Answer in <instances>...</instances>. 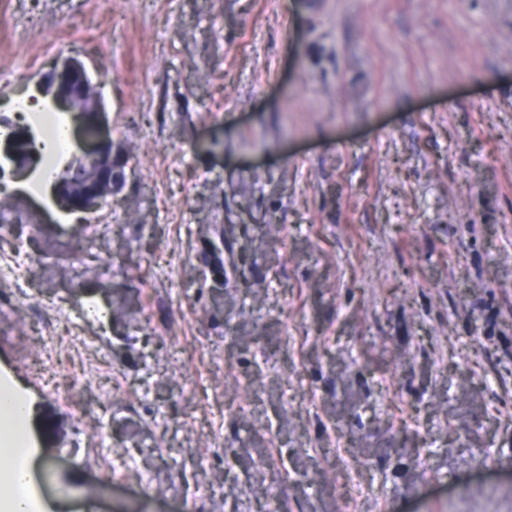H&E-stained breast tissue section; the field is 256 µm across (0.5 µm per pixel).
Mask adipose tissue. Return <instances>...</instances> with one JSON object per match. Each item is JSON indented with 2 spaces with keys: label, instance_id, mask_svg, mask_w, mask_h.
Listing matches in <instances>:
<instances>
[{
  "label": "adipose tissue",
  "instance_id": "obj_1",
  "mask_svg": "<svg viewBox=\"0 0 512 512\" xmlns=\"http://www.w3.org/2000/svg\"><path fill=\"white\" fill-rule=\"evenodd\" d=\"M33 409L17 382L0 384V428H6L0 449V512H51V507L34 490L28 465L30 455L26 421Z\"/></svg>",
  "mask_w": 512,
  "mask_h": 512
}]
</instances>
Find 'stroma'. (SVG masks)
Segmentation results:
<instances>
[{"instance_id":"35a3bbf8","label":"stroma","mask_w":512,"mask_h":512,"mask_svg":"<svg viewBox=\"0 0 512 512\" xmlns=\"http://www.w3.org/2000/svg\"><path fill=\"white\" fill-rule=\"evenodd\" d=\"M2 13L0 118L72 55L131 149L88 229L4 181L0 376L34 402L41 498L512 512V0ZM18 282L64 321L105 296L112 321L32 339ZM73 351L82 422L36 372Z\"/></svg>"}]
</instances>
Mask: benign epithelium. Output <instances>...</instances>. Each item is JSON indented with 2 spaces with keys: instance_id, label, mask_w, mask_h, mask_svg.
Returning <instances> with one entry per match:
<instances>
[{
  "instance_id": "1",
  "label": "benign epithelium",
  "mask_w": 512,
  "mask_h": 512,
  "mask_svg": "<svg viewBox=\"0 0 512 512\" xmlns=\"http://www.w3.org/2000/svg\"><path fill=\"white\" fill-rule=\"evenodd\" d=\"M50 102L57 110L70 114L76 128L92 129L88 144L80 148L79 158L91 162L87 168L71 173L63 168L49 190L54 206L66 215H77V221L94 214L105 204V193L112 192V136L106 131V113L103 112L101 96L85 99L78 87L89 82L90 77L84 63L76 57H67L52 69ZM24 135L13 132L3 143V155L11 163V175L22 179L36 168L33 156H19L17 142Z\"/></svg>"
}]
</instances>
